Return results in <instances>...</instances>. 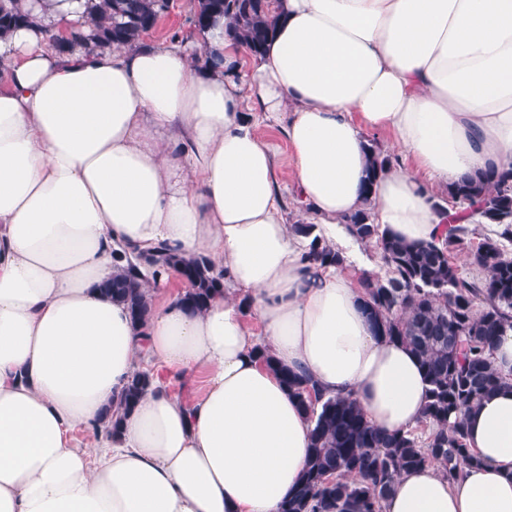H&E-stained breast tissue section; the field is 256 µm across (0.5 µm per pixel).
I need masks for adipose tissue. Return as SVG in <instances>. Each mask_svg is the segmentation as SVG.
Here are the masks:
<instances>
[{"mask_svg":"<svg viewBox=\"0 0 512 512\" xmlns=\"http://www.w3.org/2000/svg\"><path fill=\"white\" fill-rule=\"evenodd\" d=\"M20 5L32 26L0 39V512H277L310 446L281 366L382 431L420 421L425 373L374 334L359 278H306L253 115L282 129L329 242L366 200L391 235L432 241V185L512 167V0H273L261 55L219 22L195 36L204 58L178 41L72 48L85 0ZM368 131L410 165L367 196ZM160 244L208 257L224 289L199 313L170 294L141 328L100 287ZM149 365L202 390L158 383L108 433ZM465 426L479 463L403 473L382 512H512V385Z\"/></svg>","mask_w":512,"mask_h":512,"instance_id":"1","label":"adipose tissue"}]
</instances>
